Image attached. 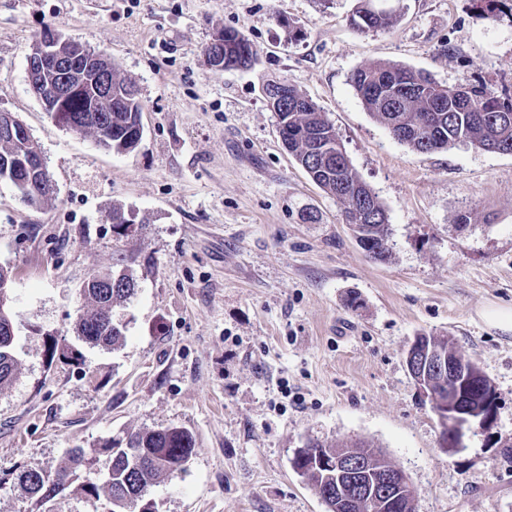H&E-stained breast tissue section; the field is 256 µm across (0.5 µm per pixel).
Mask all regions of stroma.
Wrapping results in <instances>:
<instances>
[{
  "mask_svg": "<svg viewBox=\"0 0 512 512\" xmlns=\"http://www.w3.org/2000/svg\"><path fill=\"white\" fill-rule=\"evenodd\" d=\"M359 0H0V110L41 148L51 202L0 183V266L13 272L18 371L0 387V512H112L85 485L104 443L180 427L184 470L152 489L158 512H326L292 459L306 440L364 439L416 490L414 512H512V335L480 311L512 308V154L412 151L365 110L354 70H424L449 86L512 90V17L476 0H388L387 30L351 24ZM105 52L136 80L143 139L117 154L58 124L30 91L26 49L45 28ZM253 43L248 71L202 63L211 33ZM295 84L333 124L386 210L391 257L370 259L344 207L283 148L263 93ZM123 208L131 230L114 227ZM136 281L115 350L75 333L89 277ZM448 337L497 397V420L447 452L410 378L415 336ZM73 348L51 357L50 345ZM47 502L17 476L55 473ZM88 463H90L89 459H86L83 450L76 448L67 454L53 478L36 467L22 471L18 477L31 496L44 501L46 498H51L65 485L73 470Z\"/></svg>",
  "mask_w": 512,
  "mask_h": 512,
  "instance_id": "35a3bbf8",
  "label": "stroma"
}]
</instances>
